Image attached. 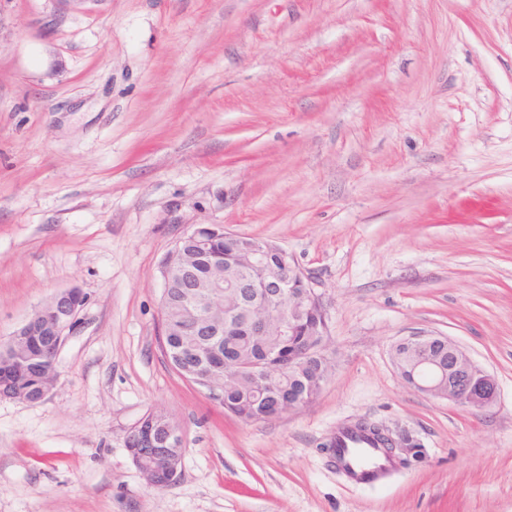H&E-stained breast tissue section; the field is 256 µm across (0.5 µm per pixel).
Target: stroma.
Here are the masks:
<instances>
[{
  "label": "stroma",
  "mask_w": 512,
  "mask_h": 512,
  "mask_svg": "<svg viewBox=\"0 0 512 512\" xmlns=\"http://www.w3.org/2000/svg\"><path fill=\"white\" fill-rule=\"evenodd\" d=\"M208 224L320 295L307 405L245 423L167 362L160 262ZM73 286L53 389L0 399V512H512V0H0V340ZM422 334L496 403L408 386ZM151 409L185 437L161 490L125 446ZM360 418L417 457L339 473Z\"/></svg>",
  "instance_id": "35a3bbf8"
}]
</instances>
